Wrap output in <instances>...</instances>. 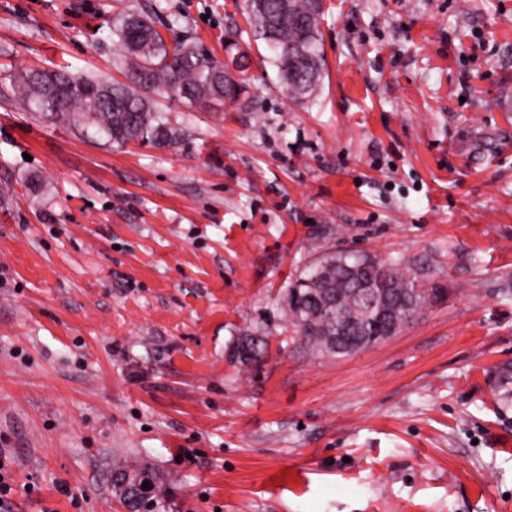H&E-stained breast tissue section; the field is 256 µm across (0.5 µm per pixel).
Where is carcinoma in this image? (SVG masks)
I'll use <instances>...</instances> for the list:
<instances>
[{"mask_svg":"<svg viewBox=\"0 0 512 512\" xmlns=\"http://www.w3.org/2000/svg\"><path fill=\"white\" fill-rule=\"evenodd\" d=\"M254 37L274 44L275 63L288 95L310 97L320 79L322 49L318 38L321 0H248ZM122 50L125 81L71 77L64 72L19 70L9 76L8 91L26 111L40 117H62L80 133L95 129L108 140L125 144L137 140L170 142L174 133L154 105V97H176L198 107L212 108L236 101L246 92L245 77L230 76L224 64L201 43L169 44L149 14H129L114 29ZM370 263L363 276L369 290L387 295L391 306L417 294V306H432L445 292L423 279L424 267L414 269L382 261L369 253L330 252L308 268L288 288L287 316L296 342L313 356H334L328 340L336 333V316L319 310L317 298L331 290L344 314H360L355 291L360 283L348 268ZM266 349L247 342L238 357L251 362ZM116 473L148 478L160 487V477L141 464L117 461Z\"/></svg>","mask_w":512,"mask_h":512,"instance_id":"carcinoma-1","label":"carcinoma"}]
</instances>
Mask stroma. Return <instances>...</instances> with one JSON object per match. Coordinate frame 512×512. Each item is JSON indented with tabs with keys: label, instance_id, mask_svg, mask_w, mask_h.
I'll return each mask as SVG.
<instances>
[{
	"label": "stroma",
	"instance_id": "obj_1",
	"mask_svg": "<svg viewBox=\"0 0 512 512\" xmlns=\"http://www.w3.org/2000/svg\"><path fill=\"white\" fill-rule=\"evenodd\" d=\"M143 11L167 41L238 44L248 94L157 98L176 138L124 146L4 95L23 68L122 79L112 27ZM323 11L295 102L246 0H0L10 512H120L117 459L162 476L165 512H512V0ZM330 251L430 263L448 295L311 357L284 299Z\"/></svg>",
	"mask_w": 512,
	"mask_h": 512
}]
</instances>
